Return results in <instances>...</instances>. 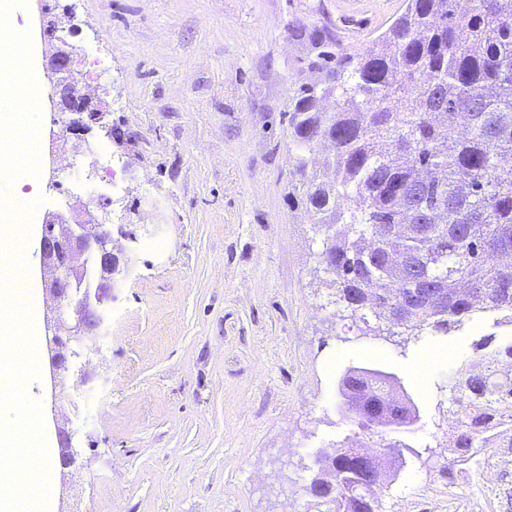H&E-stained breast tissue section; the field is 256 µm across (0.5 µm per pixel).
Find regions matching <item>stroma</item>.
<instances>
[{
	"label": "stroma",
	"instance_id": "35a3bbf8",
	"mask_svg": "<svg viewBox=\"0 0 512 512\" xmlns=\"http://www.w3.org/2000/svg\"><path fill=\"white\" fill-rule=\"evenodd\" d=\"M403 0H42L77 54L109 57L87 97L84 139L112 155L113 186L74 150L71 113L45 112L72 174L42 178L35 222L92 212L123 226L128 273L88 354L91 379L60 403L80 461L51 468L49 512H319L321 453L358 433L338 408L351 367L394 373L420 415L378 512H512V467L458 463L452 377L476 343L512 341L479 314L415 339L343 303L324 262L329 231L288 198V99L317 80L295 27L354 51ZM449 351L418 385L406 365Z\"/></svg>",
	"mask_w": 512,
	"mask_h": 512
}]
</instances>
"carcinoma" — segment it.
Masks as SVG:
<instances>
[{
    "instance_id": "carcinoma-1",
    "label": "carcinoma",
    "mask_w": 512,
    "mask_h": 512,
    "mask_svg": "<svg viewBox=\"0 0 512 512\" xmlns=\"http://www.w3.org/2000/svg\"><path fill=\"white\" fill-rule=\"evenodd\" d=\"M321 73L289 97L295 196L314 224L337 226L325 250L341 300L391 327L446 333L479 313L512 323V0H406L404 11L362 53L310 35ZM334 102L328 110L327 100ZM333 153L321 172L307 154ZM373 238L365 243V232ZM423 254L417 274L406 262ZM448 306H420L398 323L389 295L427 284ZM478 353L457 370L455 461L499 448L512 429V382L490 374L512 343ZM336 447V481L311 489L341 512L359 466Z\"/></svg>"
}]
</instances>
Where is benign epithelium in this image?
Here are the masks:
<instances>
[{
  "instance_id": "benign-epithelium-1",
  "label": "benign epithelium",
  "mask_w": 512,
  "mask_h": 512,
  "mask_svg": "<svg viewBox=\"0 0 512 512\" xmlns=\"http://www.w3.org/2000/svg\"><path fill=\"white\" fill-rule=\"evenodd\" d=\"M50 69L55 75L60 94L71 100L74 112L84 110L75 95L77 78L71 67L73 48L54 46L49 51ZM42 277L51 300L50 314L44 317L45 349L48 359L51 396L64 390L74 358L80 356L71 342L91 340L104 325L101 306L111 296L118 279L128 273L113 253L112 232L106 222L93 216L85 220L69 221L63 215H51L42 224L38 242ZM448 302V293L442 288H419L409 294L400 309L406 317L408 309L417 304L428 308ZM380 385L397 398V404L407 408L402 418L386 413L378 418V427L397 435L411 433L419 421L412 398L392 374L373 368L350 367L339 381V392L345 412L359 417L371 409L368 392L370 386ZM58 459L60 468L72 467L78 456L74 433L57 427ZM405 463L403 442L390 439L375 454H360V467L369 478L354 482L348 492L351 508L368 497L372 480L390 477L385 463Z\"/></svg>"
}]
</instances>
